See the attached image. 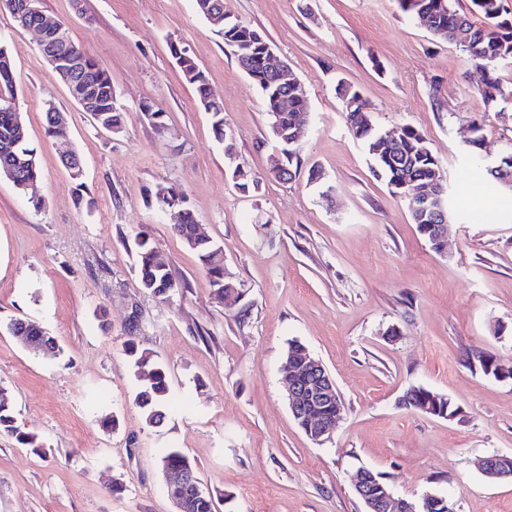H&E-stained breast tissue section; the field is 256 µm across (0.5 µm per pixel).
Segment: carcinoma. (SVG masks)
<instances>
[{
  "mask_svg": "<svg viewBox=\"0 0 512 512\" xmlns=\"http://www.w3.org/2000/svg\"><path fill=\"white\" fill-rule=\"evenodd\" d=\"M198 12L208 21L215 34H224V44L234 48L242 70L257 84L264 97L269 116V134L284 132L293 135V127L298 117L308 111L304 89L285 83L280 76L265 69L262 61L266 36L256 38L259 31L224 13V0H195ZM401 8L415 14L419 11L430 18L428 30L437 39L452 43L466 55V61L484 74L478 94L487 106L496 107L500 103L512 101V85L508 86L500 77L504 68L512 69V19L506 18L508 10L503 0H472L475 11L487 20L484 26L476 25L467 14L456 9L452 0H399ZM89 70L85 82L96 85L101 90L102 111L94 113L97 127L107 132H122L123 113L116 105L112 78L91 57L87 58ZM185 79L195 87L198 105H203L209 95L204 70L191 75L184 73ZM295 95L294 108L288 112L277 109V100L285 95ZM336 95L342 105L346 125L352 136L359 141L373 162V172L384 178L393 193L408 201L411 218L417 230L425 238L427 221L423 220L418 209L419 200L414 190L434 179V169L438 168L435 156L424 137L416 130L403 127L401 136L395 143L380 138L382 130L372 117L371 108L361 92L344 81L336 86ZM17 102L16 77L13 60L6 46L0 44V177H3L27 198L28 203L39 211L44 205L42 179L37 163L36 149L28 141L24 121L11 111ZM211 129L216 141L224 148V156L236 155L232 134L224 126V107L210 113ZM472 159V173L489 183L502 184L498 176L483 163L481 139L477 136L468 141ZM75 183L76 204L92 209L95 201L84 193L82 174L71 175ZM232 179L242 190L258 188L260 178L251 175L240 166L232 168ZM157 202L168 208H177L182 215L181 222L171 225V232L186 249L195 254L208 278L214 299L227 306L234 305L241 297L239 285L228 276L224 268V246L213 241L203 230L188 206L187 195L174 186L159 184L155 191ZM135 271L142 288L163 299L184 290L186 283L176 280L166 263L159 257L152 245L148 232L136 235ZM14 336H25L42 346V354L56 356L60 346L56 339L37 322L15 319L8 325ZM126 351L132 358L135 374H145V383L138 386L135 403L140 408L147 425L160 426L165 418V407L169 391L168 373L165 365L152 351L141 349L134 339L127 341ZM431 401L430 416L442 418L452 415L457 408L440 393ZM5 433L22 444L36 448V438L21 429L13 414V406L7 390L0 388V434ZM189 504L188 512H214L210 493H196L190 489L183 493Z\"/></svg>",
  "mask_w": 512,
  "mask_h": 512,
  "instance_id": "carcinoma-1",
  "label": "carcinoma"
}]
</instances>
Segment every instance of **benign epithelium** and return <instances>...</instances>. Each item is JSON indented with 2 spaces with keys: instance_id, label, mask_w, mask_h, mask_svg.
I'll list each match as a JSON object with an SVG mask.
<instances>
[{
  "instance_id": "1",
  "label": "benign epithelium",
  "mask_w": 512,
  "mask_h": 512,
  "mask_svg": "<svg viewBox=\"0 0 512 512\" xmlns=\"http://www.w3.org/2000/svg\"><path fill=\"white\" fill-rule=\"evenodd\" d=\"M7 8L20 27L38 34L46 61L73 90L81 110L90 114L100 111L98 98L79 82L85 61L66 39L64 24L48 20L40 8V0H11ZM302 354L303 360L297 366L285 370L288 407L293 416L303 421L308 437L322 444L330 440L336 424L323 417L322 409L332 404L341 407L342 398L322 361L305 350ZM478 467L491 480L512 479V456L491 455L481 459ZM187 486L198 487L192 470L165 465L163 490L179 508L183 503L179 490ZM354 488L365 505V512H428L434 505L429 494L417 500L394 497L384 480L367 468L358 469Z\"/></svg>"
}]
</instances>
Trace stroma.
Wrapping results in <instances>:
<instances>
[{"label": "stroma", "mask_w": 512, "mask_h": 512, "mask_svg": "<svg viewBox=\"0 0 512 512\" xmlns=\"http://www.w3.org/2000/svg\"><path fill=\"white\" fill-rule=\"evenodd\" d=\"M224 7L264 32L305 87L312 123L292 181L270 176L281 152L264 99L195 0H42L44 14L65 21L110 74L124 114L117 135L81 111L36 34L0 14L45 193L38 212L0 179V387L42 444L36 452L0 436V512H175L159 470L173 447L194 462L215 512H364L353 487L362 467L407 499L434 492L454 512H512V482L488 481L475 467L512 456V380L478 362L492 354L512 364V197L472 177L466 146L477 124L484 155H499L512 103L502 113L485 107L482 73L398 0ZM174 42L203 66L236 161L260 176L258 190L235 186L210 115L171 56ZM340 80L363 94L380 129L414 128L438 159L456 214L441 250L349 134ZM48 101L67 119L66 140L45 133ZM144 102L164 110L165 135L140 111ZM69 148L83 159L92 210L75 204L60 163ZM313 169L320 179L310 180ZM160 184L185 191L223 244L224 266L244 291L237 307L213 298L195 255L172 235L177 212L157 202ZM473 210L486 220L460 221ZM143 229L183 293L163 300L142 288L133 241ZM15 318L46 328L60 355L30 354L6 330ZM131 337L168 369L158 428L133 402ZM293 340L324 363L345 405L321 445L288 408L280 368ZM413 387L446 395L459 416L402 406Z\"/></svg>", "instance_id": "1"}]
</instances>
